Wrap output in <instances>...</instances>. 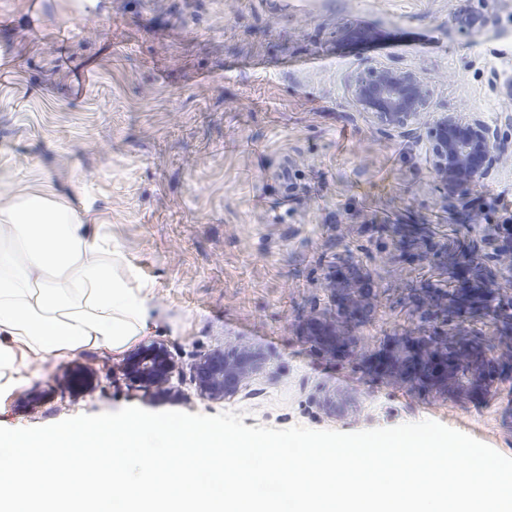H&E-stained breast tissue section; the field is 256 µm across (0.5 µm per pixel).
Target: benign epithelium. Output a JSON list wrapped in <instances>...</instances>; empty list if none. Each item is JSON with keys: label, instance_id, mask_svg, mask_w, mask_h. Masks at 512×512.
<instances>
[{"label": "benign epithelium", "instance_id": "obj_1", "mask_svg": "<svg viewBox=\"0 0 512 512\" xmlns=\"http://www.w3.org/2000/svg\"><path fill=\"white\" fill-rule=\"evenodd\" d=\"M352 101L383 130H401L418 122L429 106L430 91L412 69L385 65L354 72L348 83ZM430 169L447 195H461L474 183L491 176L502 164L507 146L497 129L479 118L457 112H438L427 124ZM427 360H448V383L466 390L475 383L490 384L493 357H473L457 344L430 341ZM257 354L245 346L226 345L203 357L195 365L199 395L220 401L237 394L256 370ZM139 381L147 386L169 383L171 365L159 346L140 349L129 361Z\"/></svg>", "mask_w": 512, "mask_h": 512}]
</instances>
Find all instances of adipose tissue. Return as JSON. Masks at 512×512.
Instances as JSON below:
<instances>
[{"instance_id":"adipose-tissue-1","label":"adipose tissue","mask_w":512,"mask_h":512,"mask_svg":"<svg viewBox=\"0 0 512 512\" xmlns=\"http://www.w3.org/2000/svg\"><path fill=\"white\" fill-rule=\"evenodd\" d=\"M122 263L68 202L0 195V399L34 362L119 350L143 335L148 293L131 286Z\"/></svg>"}]
</instances>
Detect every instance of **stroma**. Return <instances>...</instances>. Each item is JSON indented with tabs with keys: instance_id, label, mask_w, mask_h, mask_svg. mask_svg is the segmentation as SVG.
<instances>
[{
	"instance_id": "obj_1",
	"label": "stroma",
	"mask_w": 512,
	"mask_h": 512,
	"mask_svg": "<svg viewBox=\"0 0 512 512\" xmlns=\"http://www.w3.org/2000/svg\"><path fill=\"white\" fill-rule=\"evenodd\" d=\"M486 25L460 31L462 13ZM363 26L367 43L340 37ZM416 69L431 112H463L512 142V0H0V192L66 200L108 235L154 322L138 344L41 366L0 401V426L137 406L243 414L249 427L356 432L432 419L512 457V161L444 196L424 125L386 132L348 76ZM504 287L494 302L465 270ZM335 325V341L311 338ZM437 338L494 350L490 389L438 390L394 355ZM164 344L168 386L126 372ZM260 364L244 391L201 398L191 366L224 343ZM82 374L83 386L72 383Z\"/></svg>"
}]
</instances>
